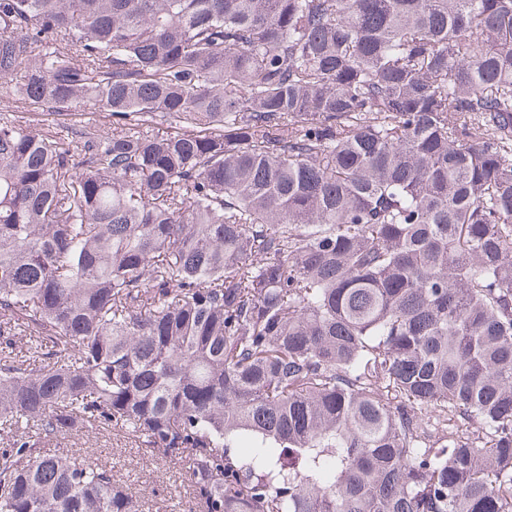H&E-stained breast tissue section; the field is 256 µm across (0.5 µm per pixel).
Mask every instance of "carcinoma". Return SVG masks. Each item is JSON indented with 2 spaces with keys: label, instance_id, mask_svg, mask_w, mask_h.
<instances>
[{
  "label": "carcinoma",
  "instance_id": "carcinoma-1",
  "mask_svg": "<svg viewBox=\"0 0 512 512\" xmlns=\"http://www.w3.org/2000/svg\"><path fill=\"white\" fill-rule=\"evenodd\" d=\"M17 73L0 512H139L41 452L104 426L199 512H512V0H0Z\"/></svg>",
  "mask_w": 512,
  "mask_h": 512
}]
</instances>
